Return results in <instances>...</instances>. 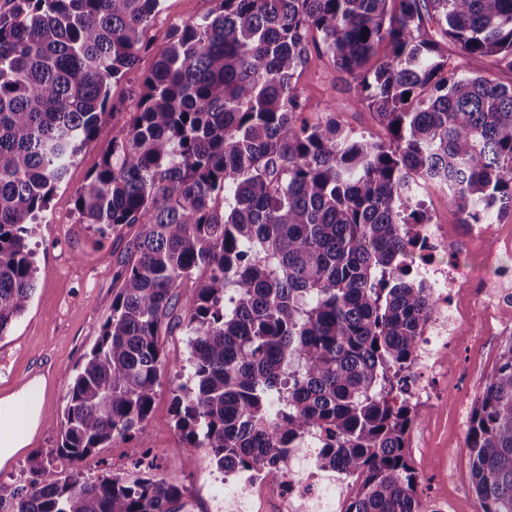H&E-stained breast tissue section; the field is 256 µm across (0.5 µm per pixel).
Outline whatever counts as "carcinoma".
<instances>
[{
  "mask_svg": "<svg viewBox=\"0 0 512 512\" xmlns=\"http://www.w3.org/2000/svg\"><path fill=\"white\" fill-rule=\"evenodd\" d=\"M0 10V337L27 309L29 247L69 166L115 115L161 0H6ZM137 83L78 223L134 227L112 313L47 424L74 465L143 432L188 336L172 413L184 449L274 476L295 448L346 474L344 512H420L407 453L408 372L438 300L411 271L419 184L460 224L512 211V0H207ZM472 63L460 69L443 44ZM376 114L383 139L310 123L295 75L311 51ZM409 98H404V95ZM192 296L181 301V289ZM481 512H512V337L465 438ZM0 512H178L181 490L136 468L89 481L38 453Z\"/></svg>",
  "mask_w": 512,
  "mask_h": 512,
  "instance_id": "obj_1",
  "label": "carcinoma"
}]
</instances>
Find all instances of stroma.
<instances>
[{"instance_id":"35a3bbf8","label":"stroma","mask_w":512,"mask_h":512,"mask_svg":"<svg viewBox=\"0 0 512 512\" xmlns=\"http://www.w3.org/2000/svg\"><path fill=\"white\" fill-rule=\"evenodd\" d=\"M206 8L205 0H163L161 11L143 34L149 52L141 54L133 75L111 86V98L121 102L123 111L135 110V78L153 69L156 50L166 45L177 28L196 19ZM297 84L307 100L309 119L323 120L332 114L355 135L381 136L373 113L352 106L348 81L325 56L311 53L297 75ZM331 103L336 106L332 113L327 110ZM121 125V119L114 118L100 126L96 139L83 148L54 192L30 239L37 289L24 315L0 337V399L26 388L31 399L43 407H64L75 376L112 312L115 274L127 234L101 235L78 223L73 195L97 168L103 150ZM421 197L433 223L452 231L458 251H472L476 261H483V248L468 239L447 188L429 185ZM505 338L504 332L489 327L480 315L470 316L457 335L448 340L447 376L426 379L437 406L418 408L419 419L408 435V453L420 472L421 512H430L436 501L447 502V512H481L463 447L471 409L493 371ZM162 342L168 367L156 389L144 431L96 450L78 463L77 469L84 478L94 479L137 465L149 467L156 474L180 482L184 493L193 496L196 512H216L215 500L224 496L225 488L215 482L213 474L205 472V449H185L173 421V390L179 382V365L187 355V338L178 329ZM59 445L57 432L37 423L26 445L0 460V488L24 485L27 457L38 453L56 460Z\"/></svg>"}]
</instances>
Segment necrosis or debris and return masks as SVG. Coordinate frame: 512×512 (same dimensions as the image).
<instances>
[{
  "mask_svg": "<svg viewBox=\"0 0 512 512\" xmlns=\"http://www.w3.org/2000/svg\"><path fill=\"white\" fill-rule=\"evenodd\" d=\"M423 257L412 271L440 300L438 309L425 324L422 350L414 364L420 371H436L446 359L448 338L464 321L469 308H481L486 321L501 320L505 309H512V268L497 265L492 275L484 276L453 255L439 225L420 227ZM466 288L470 294L466 307L455 304L454 290ZM224 483L236 492L229 512H312L308 505L315 493V476H306L291 466H282L277 477L263 470L229 469Z\"/></svg>",
  "mask_w": 512,
  "mask_h": 512,
  "instance_id": "4bbe7bcc",
  "label": "necrosis or debris"
}]
</instances>
